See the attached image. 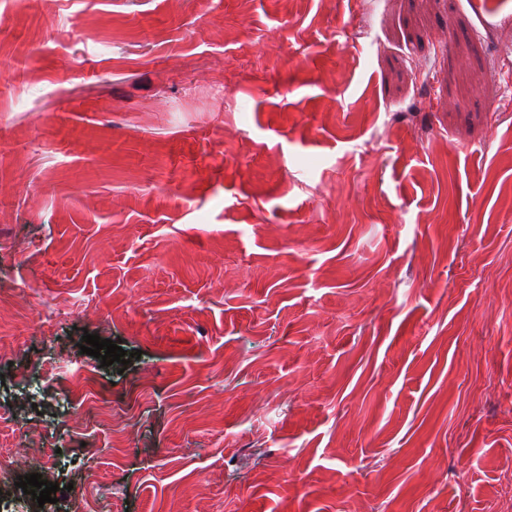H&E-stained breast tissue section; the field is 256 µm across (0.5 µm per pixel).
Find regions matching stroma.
I'll use <instances>...</instances> for the list:
<instances>
[{
	"instance_id": "35a3bbf8",
	"label": "stroma",
	"mask_w": 512,
	"mask_h": 512,
	"mask_svg": "<svg viewBox=\"0 0 512 512\" xmlns=\"http://www.w3.org/2000/svg\"><path fill=\"white\" fill-rule=\"evenodd\" d=\"M1 55L0 453L61 449L59 512L90 467L94 512L512 493V32L468 0H0ZM44 365L132 405L123 451L24 394Z\"/></svg>"
}]
</instances>
